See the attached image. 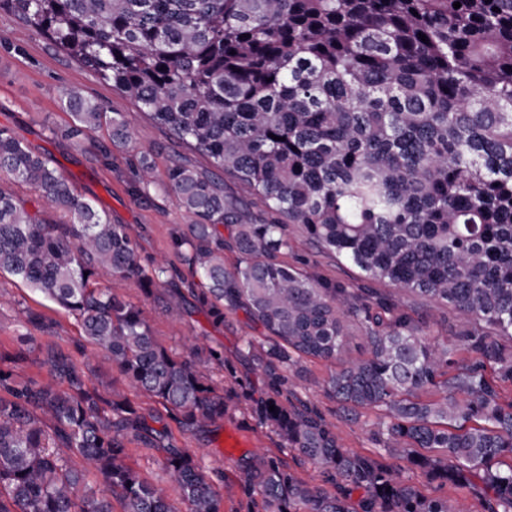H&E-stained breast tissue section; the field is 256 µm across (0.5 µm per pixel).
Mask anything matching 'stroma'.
<instances>
[{
  "label": "stroma",
  "mask_w": 512,
  "mask_h": 512,
  "mask_svg": "<svg viewBox=\"0 0 512 512\" xmlns=\"http://www.w3.org/2000/svg\"><path fill=\"white\" fill-rule=\"evenodd\" d=\"M77 87L115 112L124 113L132 138L111 155H103L98 146L107 142L106 129L88 133L81 145L51 136V129L64 128L69 116L63 111L60 98L64 90ZM0 128L24 140L35 151L48 155L62 170L74 174L76 192L95 200L111 216L113 223L130 225L138 243L144 266L157 262L177 264L172 246L176 233L186 231L190 217L163 196L156 187L139 186L135 170L142 151L156 148V176L165 179L173 162L200 170L211 167L209 158L175 139L166 129L154 124L136 103L99 80L78 61L54 47L13 14L0 11ZM293 251L288 259L311 276L344 284L351 288L374 287V280L365 278L358 269L341 263L335 256L320 252L299 227H291ZM100 287H114L118 296L138 305L144 312L158 341L172 353L184 356L192 343L222 350L224 395L230 410L217 428L183 433L175 422L167 424L175 442L201 460L212 477L220 478L224 512H248L246 499L234 482L238 458L259 465L269 456L279 457L300 479L317 484L318 471L296 451L279 447L269 428L261 425L252 413L246 393L261 395L264 382L252 371L253 363L246 355L248 338L263 336L261 326L250 322L243 312H229L221 327H213L193 298H186V311L180 321L168 319L164 306L169 299L166 287H158L153 295H144L140 288L100 279ZM30 308L44 315L46 326H26L21 309ZM34 336L37 344L54 345L73 350L80 340L76 318L7 274H0V347L9 348L14 337ZM329 367L312 362L300 378H294L298 395L336 425L344 448L359 454L371 453L374 414L351 421L339 414L335 401L329 398L323 384ZM239 432L244 443L235 449L233 459H226L224 433Z\"/></svg>",
  "instance_id": "stroma-1"
}]
</instances>
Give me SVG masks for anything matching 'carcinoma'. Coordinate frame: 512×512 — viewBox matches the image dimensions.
Segmentation results:
<instances>
[{
  "instance_id": "1",
  "label": "carcinoma",
  "mask_w": 512,
  "mask_h": 512,
  "mask_svg": "<svg viewBox=\"0 0 512 512\" xmlns=\"http://www.w3.org/2000/svg\"><path fill=\"white\" fill-rule=\"evenodd\" d=\"M0 9L135 100L272 214L244 220L218 178L174 164L159 190L192 218L173 238L188 275L147 270L127 225L1 129L0 273L73 314L122 381L162 404L184 433L224 421V388L202 369H224V353L195 345L173 354L139 307L97 279L146 295L171 286L173 319L187 292L216 326L238 309L262 326L264 341L246 342L266 386L252 411L334 491L270 456L236 474L259 512H457L440 491L477 486L483 512H512V463L500 466L512 460V400L503 398L512 388V0H0ZM62 105L71 123L49 129L55 137L78 143L105 127L113 146L131 139L123 113L78 88ZM136 178L155 183L153 152L140 156ZM13 183L67 221L28 212ZM291 224L318 250L458 311L469 327L431 339L415 303L306 276L288 263ZM226 249L237 256L230 269ZM350 321L365 339L358 356L346 345ZM451 349L467 358H448ZM37 350L20 336L0 352V512H112L89 473L122 512H224L201 462L149 426L117 381L105 395L88 382L74 361L84 345L49 347L41 361ZM314 361L333 366L324 389L340 413L378 414L377 453L343 448L335 426L290 388ZM32 362L50 378L25 374ZM133 441L165 449L185 510L128 462ZM385 455L409 457L436 494Z\"/></svg>"
}]
</instances>
